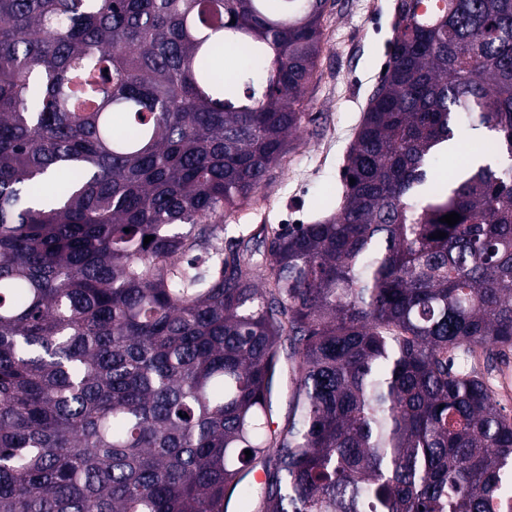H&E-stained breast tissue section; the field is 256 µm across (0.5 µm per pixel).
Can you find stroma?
I'll list each match as a JSON object with an SVG mask.
<instances>
[{
  "label": "stroma",
  "instance_id": "35a3bbf8",
  "mask_svg": "<svg viewBox=\"0 0 512 512\" xmlns=\"http://www.w3.org/2000/svg\"><path fill=\"white\" fill-rule=\"evenodd\" d=\"M398 0H335L325 15L326 43L318 77L305 96L297 147L271 168L256 209L224 222V243L247 238L260 224L295 226L318 217L325 197L342 185L347 150L389 59Z\"/></svg>",
  "mask_w": 512,
  "mask_h": 512
}]
</instances>
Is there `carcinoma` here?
<instances>
[{"mask_svg":"<svg viewBox=\"0 0 512 512\" xmlns=\"http://www.w3.org/2000/svg\"><path fill=\"white\" fill-rule=\"evenodd\" d=\"M419 2L336 213L226 252L328 0H0V512H512V0ZM284 371L276 381V401L274 404V419L283 420L288 412V400L290 395V380L288 373V362L284 360Z\"/></svg>","mask_w":512,"mask_h":512,"instance_id":"carcinoma-1","label":"carcinoma"}]
</instances>
